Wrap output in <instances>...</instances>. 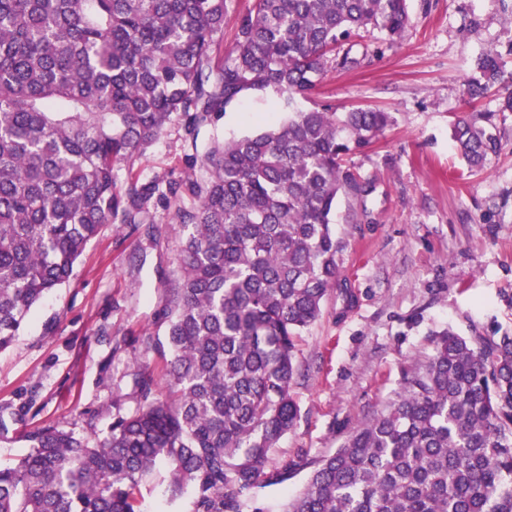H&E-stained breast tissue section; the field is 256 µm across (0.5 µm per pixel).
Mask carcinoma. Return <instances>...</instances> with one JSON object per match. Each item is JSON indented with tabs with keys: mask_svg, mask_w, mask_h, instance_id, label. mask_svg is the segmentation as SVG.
Wrapping results in <instances>:
<instances>
[{
	"mask_svg": "<svg viewBox=\"0 0 512 512\" xmlns=\"http://www.w3.org/2000/svg\"><path fill=\"white\" fill-rule=\"evenodd\" d=\"M226 0H0V350L42 298L68 283L88 243L153 196L188 194V228L168 312L169 396L134 383L138 408L89 444L53 427L0 464V512H140L141 487L167 481L188 512H264L260 490L300 407L297 339L338 284L333 229L341 197L365 193L351 156L393 124L377 109L296 111L336 45L369 26L390 39L407 0H254L214 63ZM501 54L466 80L474 102L511 87ZM272 92L288 120L216 141L209 178L130 179L129 165L173 116L188 135L242 94ZM472 114L452 139L476 171L501 149ZM403 393L315 463L285 512H512V336L434 334Z\"/></svg>",
	"mask_w": 512,
	"mask_h": 512,
	"instance_id": "carcinoma-1",
	"label": "carcinoma"
}]
</instances>
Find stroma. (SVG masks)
Instances as JSON below:
<instances>
[{"mask_svg": "<svg viewBox=\"0 0 512 512\" xmlns=\"http://www.w3.org/2000/svg\"><path fill=\"white\" fill-rule=\"evenodd\" d=\"M411 23L396 43L368 28L342 48L359 65L333 70L305 109L378 108L394 123L353 158L367 188L340 198L334 228L340 281L298 342L293 394L300 421L273 463L301 459L263 489L265 512H283L314 461L402 391L403 373L431 351L435 332L512 334V114L500 95L477 108L491 114L502 149L469 172L451 127L470 114L463 81L486 50L512 69V0H407ZM273 94L244 93L219 119L189 136L168 123L118 185L181 180L214 141L284 121ZM175 206L150 201L145 223L114 218L92 240L70 282L47 295L12 345L0 351V463L20 459L30 431L56 427L89 443L106 439L116 416L139 404L137 371L164 370L166 314L181 276L187 235Z\"/></svg>", "mask_w": 512, "mask_h": 512, "instance_id": "stroma-1", "label": "stroma"}]
</instances>
